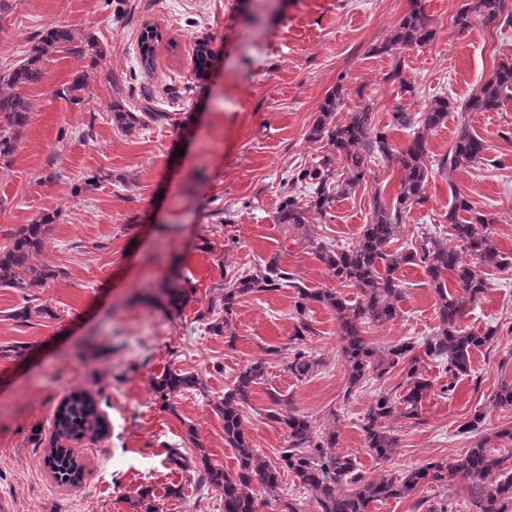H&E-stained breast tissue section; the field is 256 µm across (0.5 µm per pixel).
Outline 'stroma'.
Returning a JSON list of instances; mask_svg holds the SVG:
<instances>
[{
    "instance_id": "obj_1",
    "label": "stroma",
    "mask_w": 512,
    "mask_h": 512,
    "mask_svg": "<svg viewBox=\"0 0 512 512\" xmlns=\"http://www.w3.org/2000/svg\"><path fill=\"white\" fill-rule=\"evenodd\" d=\"M0 22V73L28 57L33 37L46 25L66 27L72 49L44 56V77L27 88V126L9 160L0 161V249L12 233L41 213L57 219L33 262L58 276L37 289L46 314L21 323L20 293L0 288V347L25 346L24 359L0 358V512H134L131 503L154 490L159 512H224L221 495L167 461V451L194 456L187 438L195 428L213 463L236 472L224 421L214 405L247 361L266 350L287 349L295 331V288L245 296L223 335L203 316L220 307L222 281L263 267L271 258L297 286L332 288L336 281L314 255L312 242L334 248L354 244L372 220L373 201L392 202L400 185L398 164L379 157L349 196L326 214L310 213L296 230L275 213L288 178L316 163L324 142L308 138L326 94L344 89V108L371 106L376 127L403 109L420 114L433 97L454 102L429 139L438 157L460 126L487 144L486 160L453 172L430 170L424 204L401 223L395 248L408 250L421 234L448 238L452 192L466 195L489 219L500 251L512 257V98L493 112L463 105L496 70L512 60V24L473 20L460 29L455 16L467 0H423L436 30L432 43L401 52L379 48L409 11L412 0H13ZM159 27L154 66L143 70L139 40L144 26ZM210 38L212 66L205 83L193 72L195 43ZM94 43L98 58L77 54ZM83 87L71 93L75 78ZM410 91H402V84ZM173 112L176 123L151 124L126 134L110 108L134 110L145 97ZM408 294L399 316L367 326L384 349L430 336L438 324L437 296L425 272L398 273ZM489 287L461 327L496 331L491 349L475 353L470 375L449 383L443 362L426 361L432 383L419 421L391 420L399 446L387 465L370 455L361 430L375 393L396 389L395 371L370 379L345 396L347 371L336 315L322 305L307 315L316 332L304 346L320 364L300 381L273 358L249 403L243 426L254 448L277 461L286 447L282 428L269 421L272 391L318 430L337 435V450L358 462L362 474L404 471L433 460H453L474 444L459 435L473 414L483 417L487 446L512 468V445L497 439L512 427V408L492 405L501 381L512 379V267L489 269ZM177 284L192 294L180 313L167 314L161 290ZM169 370L190 372L202 387L163 409L153 384ZM84 390L98 402L106 437L73 443L83 479L56 481L46 465L57 405ZM178 495H170V488ZM259 512H318L313 494L283 478L279 498L255 489ZM471 481L448 488L423 485L414 496L375 503L371 512H415L417 500L477 512Z\"/></svg>"
}]
</instances>
